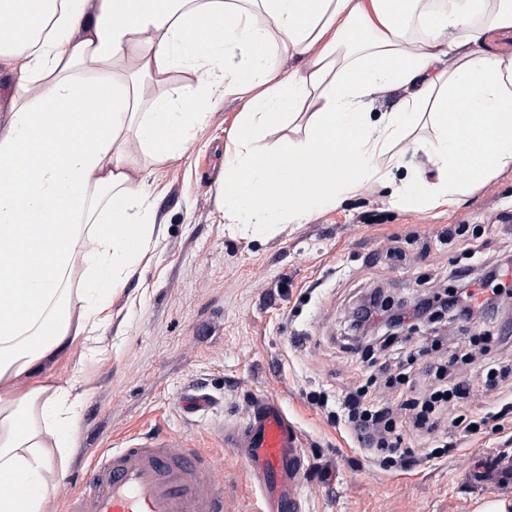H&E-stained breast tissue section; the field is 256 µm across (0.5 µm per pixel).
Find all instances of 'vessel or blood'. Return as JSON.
<instances>
[{"label": "vessel or blood", "mask_w": 512, "mask_h": 512, "mask_svg": "<svg viewBox=\"0 0 512 512\" xmlns=\"http://www.w3.org/2000/svg\"><path fill=\"white\" fill-rule=\"evenodd\" d=\"M211 404L210 396L198 390L180 399L190 415L205 413ZM215 432L223 447L243 454L259 495V512H304V436L278 399H259L243 420H224ZM470 478L481 491L512 494V458L482 457ZM65 512H224V484L199 449L162 433L144 434L127 447L100 451Z\"/></svg>", "instance_id": "obj_1"}]
</instances>
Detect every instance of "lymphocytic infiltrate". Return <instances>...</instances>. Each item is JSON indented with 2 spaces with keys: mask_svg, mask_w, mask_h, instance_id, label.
I'll return each instance as SVG.
<instances>
[{
  "mask_svg": "<svg viewBox=\"0 0 512 512\" xmlns=\"http://www.w3.org/2000/svg\"><path fill=\"white\" fill-rule=\"evenodd\" d=\"M511 268L510 258L493 261L486 265L480 278L461 277L459 289L447 297H414L396 308L388 303L381 287L361 293L350 320L354 349L369 358L377 354L389 356L396 370L383 383L371 379L338 398L336 416L360 447L382 451V468L406 470L414 465L411 451L401 445L399 430L405 426L431 435L446 419L466 436L478 434L488 423L497 431L512 433V394L502 389L503 381L512 376V367L486 359L483 389L493 394L496 409L480 420L470 421L449 415L457 401L471 396L466 379L449 372L447 364L430 361L422 369L430 383L424 391H416L409 368L417 362L418 353L393 349L400 333L413 324L432 323L442 316L467 322L474 315L497 310L512 299V286L502 281Z\"/></svg>",
  "mask_w": 512,
  "mask_h": 512,
  "instance_id": "obj_1",
  "label": "lymphocytic infiltrate"
}]
</instances>
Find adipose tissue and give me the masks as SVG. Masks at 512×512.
<instances>
[{"mask_svg": "<svg viewBox=\"0 0 512 512\" xmlns=\"http://www.w3.org/2000/svg\"><path fill=\"white\" fill-rule=\"evenodd\" d=\"M510 29L512 0H0V480L24 486L0 512H49L86 392L82 368H46L101 356L113 294L162 237L150 169L181 157L204 101H247L215 195L253 237L372 184L454 205L512 169V54L482 47ZM176 72L193 80L172 98ZM408 139L425 164L399 179Z\"/></svg>", "mask_w": 512, "mask_h": 512, "instance_id": "obj_1", "label": "adipose tissue"}]
</instances>
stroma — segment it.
Returning a JSON list of instances; mask_svg holds the SVG:
<instances>
[{"mask_svg":"<svg viewBox=\"0 0 512 512\" xmlns=\"http://www.w3.org/2000/svg\"><path fill=\"white\" fill-rule=\"evenodd\" d=\"M241 109L237 99L214 102L182 159L155 167L161 244L112 299V352L87 370L55 512H64L94 455L135 432H161L210 453L224 476V512H256L242 455L221 449L211 417L182 412L180 398L193 386L215 397L212 417L242 418L260 396L281 401L314 464L302 488L305 512H474L480 498L464 475L476 454L512 455V435L488 426L476 436L452 432L454 450L439 455L434 438L407 431L402 445L417 463L387 471L374 450L350 448L312 397L348 392L372 373L345 346L360 290L380 283L394 299L441 294L457 287L456 269L480 273L482 262L512 248V170L453 207L402 205L374 185L264 238L233 236L214 188ZM475 235L484 249L470 259L465 248Z\"/></svg>","mask_w":512,"mask_h":512,"instance_id":"1","label":"stroma"}]
</instances>
